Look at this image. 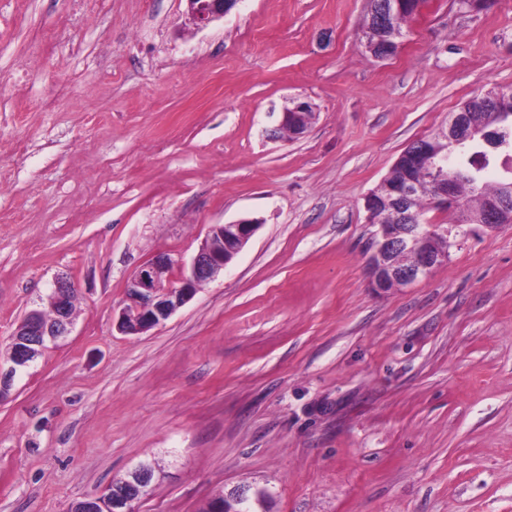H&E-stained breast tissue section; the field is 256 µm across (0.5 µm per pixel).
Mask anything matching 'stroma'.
<instances>
[{
    "instance_id": "35a3bbf8",
    "label": "stroma",
    "mask_w": 512,
    "mask_h": 512,
    "mask_svg": "<svg viewBox=\"0 0 512 512\" xmlns=\"http://www.w3.org/2000/svg\"><path fill=\"white\" fill-rule=\"evenodd\" d=\"M0 0V363L57 275L69 336L0 400V512H68L139 462L134 512H512V224L451 229L447 262L368 282L364 199L468 98L512 86V0H428L385 60L367 0ZM28 58L31 79L12 70ZM307 101L296 139L274 113ZM261 225L163 325H112L160 252ZM188 15L194 24L203 28L224 18L239 0H186ZM254 498L256 501L261 503L260 507L263 509L262 511H270L269 504L272 500V494L266 488H257L252 491L251 498L245 505L239 503H230L228 498H226V495L219 497L218 500L221 501L222 504L224 503V505H218L213 512H222V510H224L223 512H256V510H254Z\"/></svg>"
}]
</instances>
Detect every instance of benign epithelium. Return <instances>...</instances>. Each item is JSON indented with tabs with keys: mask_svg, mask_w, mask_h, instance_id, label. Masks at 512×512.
Instances as JSON below:
<instances>
[{
	"mask_svg": "<svg viewBox=\"0 0 512 512\" xmlns=\"http://www.w3.org/2000/svg\"><path fill=\"white\" fill-rule=\"evenodd\" d=\"M188 15L194 24L203 28L220 20L240 0H186ZM366 51L376 59L394 55L397 49L379 41H364ZM312 110L307 102H297L293 107L281 112L277 126L269 136L274 138L281 130L299 136L307 129L303 115ZM468 113L454 112L448 121V142L458 146L477 137H483V131L467 125ZM426 145L416 140L396 159L403 167H414L426 153ZM439 176V196L437 203L443 207H453L458 203L457 181L455 176L445 170L443 160L434 164ZM418 184L407 179L388 188V195L380 199L377 192H371L365 199L367 223H374V216L381 203L390 206L396 215L399 232L393 224H380L374 233L373 251L368 258L370 286L378 291L406 287L424 277L430 270L448 259V251L435 245L439 235H448V229L428 224H416L410 220L411 208L416 196ZM477 224L493 227L498 224L512 223V185H504L501 197L492 202L486 211L474 219ZM259 228L255 220H241L233 224H214L201 241L190 264L169 253H160L143 263L131 276L126 286V303L118 313L112 316L117 330L124 335L145 333L167 321L180 307L189 302L198 291V287L212 279L244 248ZM407 255V260L398 262L394 255L398 252ZM178 270L176 281L172 285L163 283L162 274L172 269ZM74 284L66 277L54 282L49 296L51 315L41 310L29 312L13 333L8 358L9 366L0 367V399L6 396L14 377L29 367L36 356V350L46 341H55L69 333L73 323L71 290ZM150 479L147 467L140 464L122 477V485L142 493ZM136 497L133 495L113 496L108 494L94 499L85 498L75 502L68 512H133Z\"/></svg>",
	"mask_w": 512,
	"mask_h": 512,
	"instance_id": "1",
	"label": "benign epithelium"
}]
</instances>
